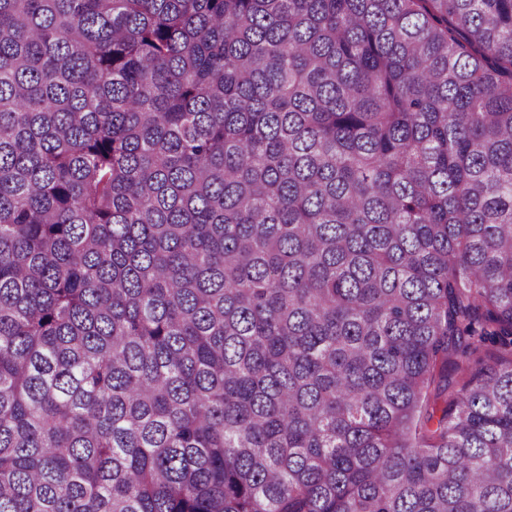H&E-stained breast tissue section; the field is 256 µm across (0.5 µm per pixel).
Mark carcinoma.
Listing matches in <instances>:
<instances>
[{
	"label": "carcinoma",
	"mask_w": 512,
	"mask_h": 512,
	"mask_svg": "<svg viewBox=\"0 0 512 512\" xmlns=\"http://www.w3.org/2000/svg\"><path fill=\"white\" fill-rule=\"evenodd\" d=\"M0 512H512V0H0Z\"/></svg>",
	"instance_id": "cac0c4a2"
}]
</instances>
